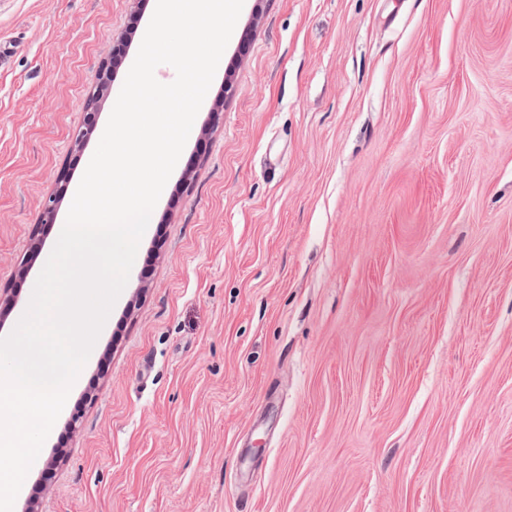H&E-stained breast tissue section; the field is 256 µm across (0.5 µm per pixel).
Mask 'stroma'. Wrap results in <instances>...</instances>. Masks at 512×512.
Here are the masks:
<instances>
[{
  "label": "stroma",
  "mask_w": 512,
  "mask_h": 512,
  "mask_svg": "<svg viewBox=\"0 0 512 512\" xmlns=\"http://www.w3.org/2000/svg\"><path fill=\"white\" fill-rule=\"evenodd\" d=\"M253 5L13 512H512V0ZM151 17L0 0V289Z\"/></svg>",
  "instance_id": "stroma-1"
}]
</instances>
